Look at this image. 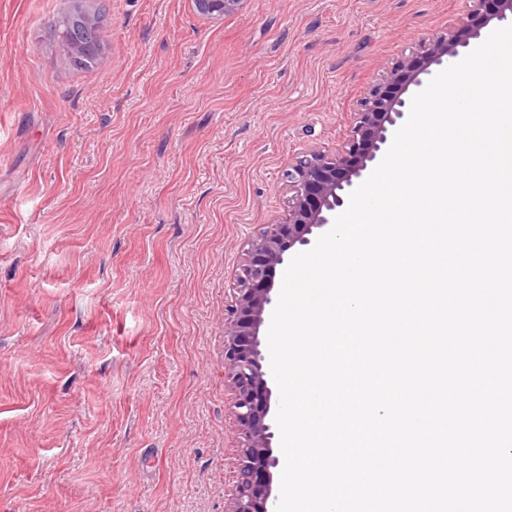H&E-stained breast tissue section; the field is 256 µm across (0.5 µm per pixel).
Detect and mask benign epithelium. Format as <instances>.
I'll return each instance as SVG.
<instances>
[{"mask_svg":"<svg viewBox=\"0 0 512 512\" xmlns=\"http://www.w3.org/2000/svg\"><path fill=\"white\" fill-rule=\"evenodd\" d=\"M244 0H193L197 12L209 18L236 13ZM461 25L424 39L411 54L394 62L372 84L354 113L351 134L334 154L311 149L297 154L284 178L288 210L283 220L260 225L246 244L244 259L234 274L231 302L224 313V378L231 395V413L240 439L238 470L225 512H273L270 497L274 417L272 391L264 370L260 331L274 305L277 268L299 247L312 244L314 231L333 224L359 179L383 152L393 132L408 118L409 89L420 91L458 48L480 37L491 20L512 16V0H463Z\"/></svg>","mask_w":512,"mask_h":512,"instance_id":"1","label":"benign epithelium"}]
</instances>
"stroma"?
<instances>
[{
    "label": "stroma",
    "instance_id": "stroma-1",
    "mask_svg": "<svg viewBox=\"0 0 512 512\" xmlns=\"http://www.w3.org/2000/svg\"><path fill=\"white\" fill-rule=\"evenodd\" d=\"M104 9L96 66L61 15ZM461 0H0V512H224V310L299 152ZM197 12L209 18H224L236 13L244 0H193Z\"/></svg>",
    "mask_w": 512,
    "mask_h": 512
}]
</instances>
